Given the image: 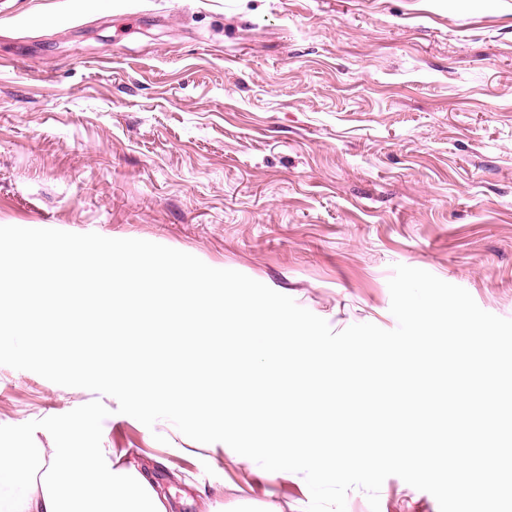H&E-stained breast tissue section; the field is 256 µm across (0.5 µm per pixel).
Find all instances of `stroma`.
<instances>
[{
    "instance_id": "obj_1",
    "label": "stroma",
    "mask_w": 512,
    "mask_h": 512,
    "mask_svg": "<svg viewBox=\"0 0 512 512\" xmlns=\"http://www.w3.org/2000/svg\"><path fill=\"white\" fill-rule=\"evenodd\" d=\"M0 226L174 248L336 332L396 328L398 264L512 319V0H0ZM117 408L0 365V448L77 426L174 512H305L302 474Z\"/></svg>"
}]
</instances>
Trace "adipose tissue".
Segmentation results:
<instances>
[{
    "mask_svg": "<svg viewBox=\"0 0 512 512\" xmlns=\"http://www.w3.org/2000/svg\"><path fill=\"white\" fill-rule=\"evenodd\" d=\"M53 440L48 448H0V512H170L149 472L115 466L77 433Z\"/></svg>",
    "mask_w": 512,
    "mask_h": 512,
    "instance_id": "adipose-tissue-1",
    "label": "adipose tissue"
}]
</instances>
